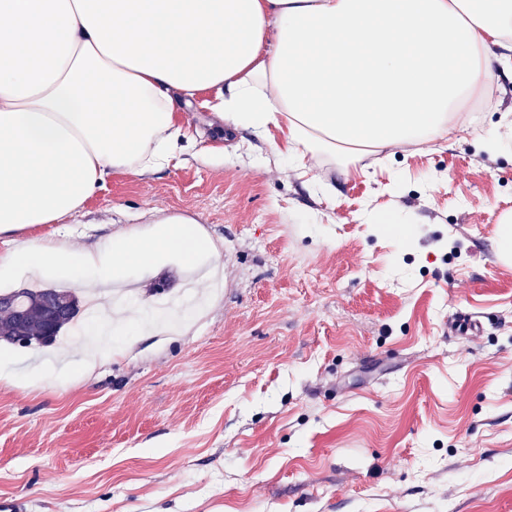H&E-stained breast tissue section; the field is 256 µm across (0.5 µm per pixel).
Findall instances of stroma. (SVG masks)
Here are the masks:
<instances>
[{"label":"stroma","instance_id":"stroma-1","mask_svg":"<svg viewBox=\"0 0 512 512\" xmlns=\"http://www.w3.org/2000/svg\"><path fill=\"white\" fill-rule=\"evenodd\" d=\"M453 135L298 164L240 130L144 176L113 174L70 223L33 229L80 249L195 221L217 252L168 258L119 292L118 318L171 307L169 332L63 374L95 339L1 345L0 496L25 512H512V69ZM497 129L490 153L485 131ZM474 312L483 331L452 336Z\"/></svg>","mask_w":512,"mask_h":512}]
</instances>
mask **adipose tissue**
Returning a JSON list of instances; mask_svg holds the SVG:
<instances>
[{
	"label": "adipose tissue",
	"instance_id": "1",
	"mask_svg": "<svg viewBox=\"0 0 512 512\" xmlns=\"http://www.w3.org/2000/svg\"><path fill=\"white\" fill-rule=\"evenodd\" d=\"M512 64V0H0V271L125 283L213 243L185 220L80 251L16 235L194 144L177 99L285 156L435 142Z\"/></svg>",
	"mask_w": 512,
	"mask_h": 512
}]
</instances>
